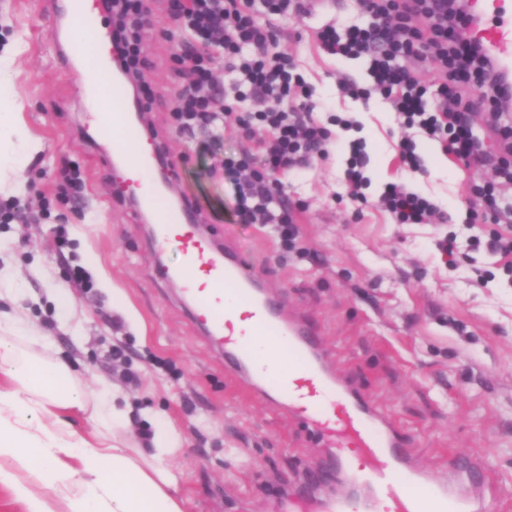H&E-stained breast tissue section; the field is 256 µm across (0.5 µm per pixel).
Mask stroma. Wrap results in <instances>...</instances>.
Masks as SVG:
<instances>
[{"label": "stroma", "mask_w": 512, "mask_h": 512, "mask_svg": "<svg viewBox=\"0 0 512 512\" xmlns=\"http://www.w3.org/2000/svg\"><path fill=\"white\" fill-rule=\"evenodd\" d=\"M145 3L153 23L143 32V77L154 96L143 130L165 150L174 199L196 202L213 239L232 240L285 312L308 319L333 366L411 436L415 460L444 481L449 457H484V480L496 489L486 512H512V274L483 245L492 225L470 220L471 171L422 136L424 172L401 167L391 104L339 91L346 78L371 87L369 66L328 55L316 34L328 24L365 23L357 0H325L276 20L280 50L314 89L315 117L355 123L331 126L327 159L280 179L297 217V254L261 226L239 223L232 183L211 175L213 159L240 156L236 132L205 145L170 129L180 42L164 0ZM49 11L48 0H0V49L14 40L22 47L6 65L14 118L40 146L24 160L22 188L0 191V201L15 200L22 211L0 223V249L19 286L16 307L36 335L48 337L41 356L68 364L87 396L111 386L125 411L124 436L142 454H152L161 423L175 428L181 445L167 463L188 512H270L276 496L311 482L324 451L286 408L225 370L223 352L194 322L177 285L161 280L158 266L179 265L180 254H157L148 224L132 216L130 190L85 138L76 78L49 41ZM355 139L369 157L361 205L336 197ZM70 163L83 180L76 203L58 195L57 173ZM390 183L431 197L447 223H395L378 205ZM61 228L62 249L55 242ZM448 235L459 243L451 262L436 246ZM76 266L89 274L90 289L72 287ZM60 287L74 301L66 316L53 301Z\"/></svg>", "instance_id": "stroma-1"}]
</instances>
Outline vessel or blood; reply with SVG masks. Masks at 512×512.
<instances>
[{
    "label": "vessel or blood",
    "instance_id": "obj_1",
    "mask_svg": "<svg viewBox=\"0 0 512 512\" xmlns=\"http://www.w3.org/2000/svg\"><path fill=\"white\" fill-rule=\"evenodd\" d=\"M485 51L503 74L512 73V0H472ZM49 36L57 54L77 76L84 99L87 136L107 144L103 157L122 164L131 182L142 186L137 210L153 225L158 250L175 247L178 266L163 271L193 308V318L224 349L226 366L244 373L258 392L303 422L319 447L332 453L341 492L321 499L299 498L275 512H482L484 493L476 464H455L441 482L411 459L404 432L380 413L350 375L330 367L315 333L298 317H282L279 303L264 291L258 272L232 246H218L196 223L187 205H174L154 180L155 157L144 147L138 115L128 105L120 57L85 63V49L70 38L78 28L94 45L110 39L103 0H56ZM112 99L111 111L96 107L99 93Z\"/></svg>",
    "mask_w": 512,
    "mask_h": 512
}]
</instances>
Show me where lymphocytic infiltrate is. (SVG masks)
<instances>
[{"instance_id":"1","label":"lymphocytic infiltrate","mask_w":512,"mask_h":512,"mask_svg":"<svg viewBox=\"0 0 512 512\" xmlns=\"http://www.w3.org/2000/svg\"><path fill=\"white\" fill-rule=\"evenodd\" d=\"M181 38L175 61L183 83L171 108L178 133H209L232 120L238 133L264 156L263 171L249 154L221 161L235 181V211L240 223L259 224L286 249L298 237L293 208L281 195V175L328 156L327 129L312 111L293 108L310 100L311 85L291 57L274 50L275 20L304 9L303 0H168ZM370 21L345 32L328 26L317 34L332 56H363L377 90L393 104L404 135L398 156L417 172L422 161L415 147L421 134L441 144L465 168L493 167V179L472 183V210L492 224L486 247L512 272V90L480 43L471 35L468 15L448 0H359ZM130 81L142 78L146 63L140 31L146 23L142 0H105ZM416 59L440 75L436 96L407 68ZM232 75L231 93L219 89L220 72ZM482 96L493 114L485 139H477L470 112ZM497 143L487 149L486 140ZM380 205L399 224L445 223L432 199L389 185Z\"/></svg>"}]
</instances>
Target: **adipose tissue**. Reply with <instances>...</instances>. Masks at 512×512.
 <instances>
[{
	"label": "adipose tissue",
	"mask_w": 512,
	"mask_h": 512,
	"mask_svg": "<svg viewBox=\"0 0 512 512\" xmlns=\"http://www.w3.org/2000/svg\"><path fill=\"white\" fill-rule=\"evenodd\" d=\"M12 109L0 84V189L21 185L16 156L38 148ZM22 324L0 314V483L26 501L27 512H186L166 465L176 432L161 426L148 457L125 446L114 402L88 405L67 365L18 353ZM86 411L100 428L80 437L68 419Z\"/></svg>",
	"instance_id": "obj_1"
}]
</instances>
